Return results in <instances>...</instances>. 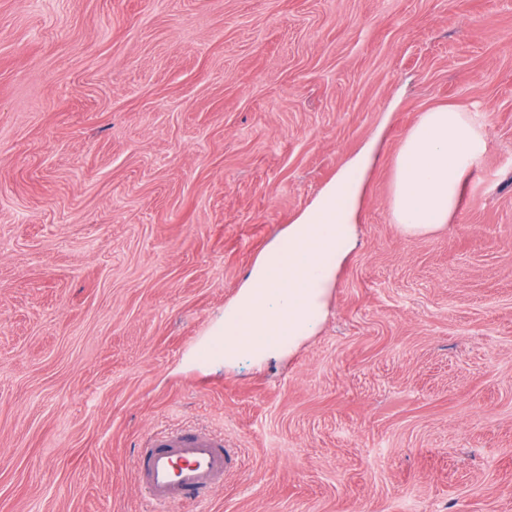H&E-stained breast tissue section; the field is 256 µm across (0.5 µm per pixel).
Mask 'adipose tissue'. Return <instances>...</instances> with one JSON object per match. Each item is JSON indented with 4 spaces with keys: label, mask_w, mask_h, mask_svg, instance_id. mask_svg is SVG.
Returning a JSON list of instances; mask_svg holds the SVG:
<instances>
[{
    "label": "adipose tissue",
    "mask_w": 512,
    "mask_h": 512,
    "mask_svg": "<svg viewBox=\"0 0 512 512\" xmlns=\"http://www.w3.org/2000/svg\"><path fill=\"white\" fill-rule=\"evenodd\" d=\"M486 149L484 113L451 106L422 112L392 161L394 223L413 236L444 228ZM367 165L361 156L342 169L254 263L211 330L225 366L281 361L314 336L338 270L358 245L357 200Z\"/></svg>",
    "instance_id": "1"
}]
</instances>
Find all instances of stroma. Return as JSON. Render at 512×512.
Segmentation results:
<instances>
[{
  "label": "stroma",
  "instance_id": "obj_1",
  "mask_svg": "<svg viewBox=\"0 0 512 512\" xmlns=\"http://www.w3.org/2000/svg\"><path fill=\"white\" fill-rule=\"evenodd\" d=\"M486 116L440 232L393 223L421 112ZM359 244L290 359L200 344L369 143ZM242 462L208 512H512V0H0V512H151L160 428Z\"/></svg>",
  "mask_w": 512,
  "mask_h": 512
}]
</instances>
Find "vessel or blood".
<instances>
[{
  "label": "vessel or blood",
  "mask_w": 512,
  "mask_h": 512,
  "mask_svg": "<svg viewBox=\"0 0 512 512\" xmlns=\"http://www.w3.org/2000/svg\"><path fill=\"white\" fill-rule=\"evenodd\" d=\"M238 460L224 436L202 429L178 428L150 435L134 458V472L154 512H187L224 482Z\"/></svg>",
  "instance_id": "b4317fda"
}]
</instances>
